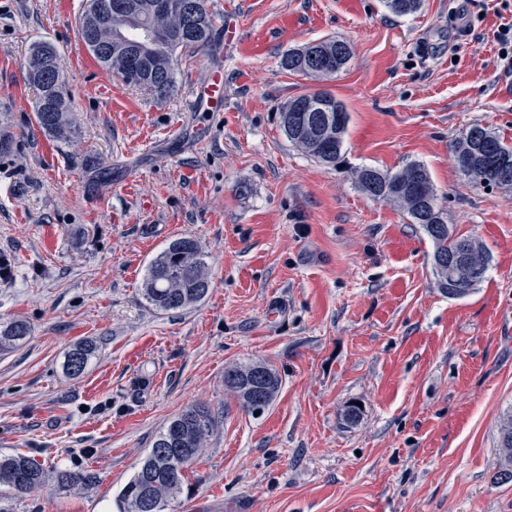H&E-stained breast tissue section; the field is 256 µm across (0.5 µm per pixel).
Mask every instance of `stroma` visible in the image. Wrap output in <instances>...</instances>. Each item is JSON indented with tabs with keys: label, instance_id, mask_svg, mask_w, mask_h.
I'll return each instance as SVG.
<instances>
[{
	"label": "stroma",
	"instance_id": "35a3bbf8",
	"mask_svg": "<svg viewBox=\"0 0 512 512\" xmlns=\"http://www.w3.org/2000/svg\"><path fill=\"white\" fill-rule=\"evenodd\" d=\"M85 3L0 0V321L32 327L0 354V454L98 481L0 489V512H114L161 428L195 405L214 429L171 512H512V482L494 478L512 412V190L463 179L451 152L476 123L512 143L501 0H422L403 17L381 0H207L240 40L183 50L163 101L93 59ZM325 38L349 44L344 71L282 69L285 52ZM39 40L59 52L68 141L35 121ZM218 66L224 109L200 111ZM318 90L350 114L336 168L280 128L282 106ZM412 162L448 226L491 255L464 297L437 288L418 225L350 178ZM179 237L200 245L211 288L159 311L141 283ZM83 340L99 352L72 378L65 356ZM251 362L281 379L258 414L224 387L225 368ZM498 44V62L505 72L512 73V20L501 23L494 33ZM53 478L57 485L62 488H71L76 486L90 487L95 482V477L88 471L72 469H56L53 472Z\"/></svg>",
	"mask_w": 512,
	"mask_h": 512
}]
</instances>
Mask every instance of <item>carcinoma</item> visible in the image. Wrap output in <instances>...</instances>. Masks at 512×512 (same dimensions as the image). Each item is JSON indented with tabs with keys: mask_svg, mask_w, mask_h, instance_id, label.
Masks as SVG:
<instances>
[{
	"mask_svg": "<svg viewBox=\"0 0 512 512\" xmlns=\"http://www.w3.org/2000/svg\"><path fill=\"white\" fill-rule=\"evenodd\" d=\"M139 10L134 14L112 12L104 15L101 25L81 33L85 45L96 40L112 41V59L98 55L94 59L102 67L120 73L124 80L148 90L158 99L172 94L175 88L176 54L182 49L205 50L212 46L216 38L213 16L207 8L206 0H201L202 24L193 33L184 31V20L180 13H158L151 9L152 0H137ZM384 7L396 16L415 12L421 0H383ZM143 27L163 30L172 35V41L163 46L142 48L141 64L135 72L126 70L117 50L123 48L120 41L137 37ZM40 96L54 106L52 112L35 110L39 129L54 138H64L70 132L67 118V103L61 73H56L52 82L39 88ZM316 105L315 114L324 115L330 107H341L343 125L337 137L326 138V125L313 132L311 142L302 150L318 162L336 166L344 148V137L350 121L349 112L343 103L327 91L311 94ZM479 131L491 145L495 162H486L480 156L478 142L472 137ZM452 152L456 168L464 178L491 189H512V145H508L495 133L473 125L462 131L452 142ZM420 174L429 202V215L421 214L410 203L409 185L414 174ZM357 188L371 199L394 203L408 216L410 223L416 224L430 239L435 253H450L463 242L471 243L474 238L459 236L453 229L445 228L443 234L434 233L431 224L443 223L444 209L439 204L436 189L424 165L411 163L400 171H384L374 167H361L352 171ZM484 280L479 276L474 283L461 288L455 287L450 278L437 284V287L450 298H460L469 294ZM211 282L205 254L197 242L191 238H177L159 252L150 262L142 282L143 298L158 310L172 311L184 309L200 303L207 296ZM31 335V326L24 320L0 322V353L11 352L23 346ZM97 352V345L84 341L74 345L66 354L64 368L71 376L80 375ZM254 364L233 366L224 371L225 388L234 393L242 407L251 413L264 411L272 402L279 388V377L275 371L265 366L267 379L261 383L264 401L255 406L251 395L254 383L250 373ZM213 426L211 413L202 407H192L182 411L164 426L147 455L139 463L137 470L123 486L117 496L118 512H145L149 502L154 512H165L167 503L184 490L185 473L189 466L203 453L206 438ZM499 465L495 474L501 483L512 482V413L503 415L497 440ZM53 478L62 488L76 486L90 487L94 484L93 474L87 471L57 469ZM48 479L43 467L24 454L0 456V487L19 494H27L40 488Z\"/></svg>",
	"mask_w": 512,
	"mask_h": 512,
	"instance_id": "carcinoma-1",
	"label": "carcinoma"
}]
</instances>
